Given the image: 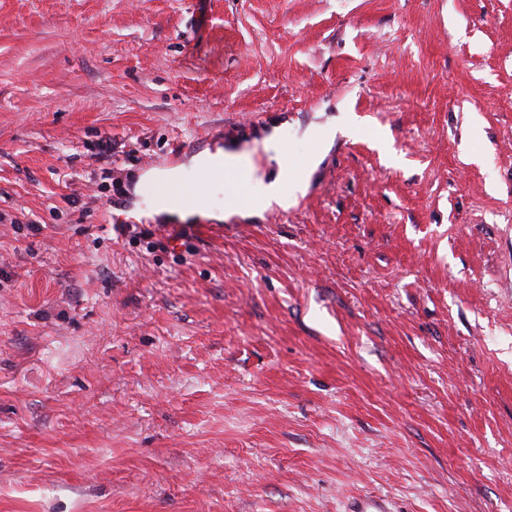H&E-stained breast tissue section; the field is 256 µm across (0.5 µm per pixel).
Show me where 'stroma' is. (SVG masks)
Listing matches in <instances>:
<instances>
[{
    "label": "stroma",
    "mask_w": 512,
    "mask_h": 512,
    "mask_svg": "<svg viewBox=\"0 0 512 512\" xmlns=\"http://www.w3.org/2000/svg\"><path fill=\"white\" fill-rule=\"evenodd\" d=\"M369 498L512 512V0H0V512ZM210 165L219 166V171L223 173V179H219L218 182L225 188L224 207L228 215L258 213L272 204L288 207V203L294 200L305 187L303 170L292 171L290 168L287 170L280 167L278 176L267 182L262 179H253L251 182L249 175L237 174L231 181V187L235 194L240 198L242 204H250L252 197L254 200V204L245 207L237 200L227 184L236 173L253 174L254 167L250 154L246 151L224 152L222 149H217L213 154L206 152L193 159V167L199 170Z\"/></svg>",
    "instance_id": "obj_1"
}]
</instances>
